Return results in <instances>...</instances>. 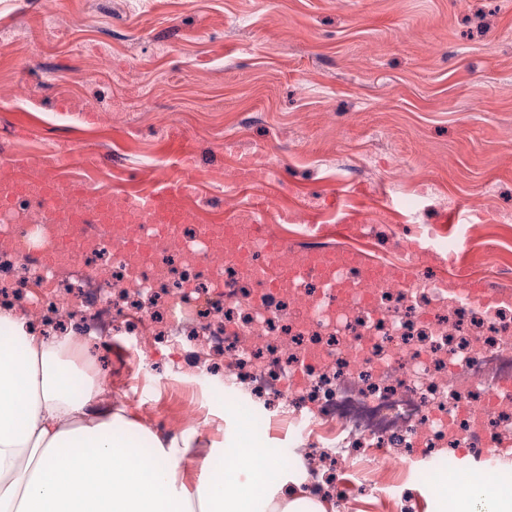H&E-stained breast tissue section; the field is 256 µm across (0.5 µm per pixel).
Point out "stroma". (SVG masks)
<instances>
[{
	"mask_svg": "<svg viewBox=\"0 0 512 512\" xmlns=\"http://www.w3.org/2000/svg\"><path fill=\"white\" fill-rule=\"evenodd\" d=\"M198 157L203 224L268 199L299 223L367 224L376 247L443 219L473 226L487 279L512 287V0H0V143L50 145L89 192L143 190ZM249 155L261 182L235 175ZM105 403L184 427L196 458L238 430L245 392L215 405L113 347Z\"/></svg>",
	"mask_w": 512,
	"mask_h": 512,
	"instance_id": "35a3bbf8",
	"label": "stroma"
}]
</instances>
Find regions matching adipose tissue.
I'll return each instance as SVG.
<instances>
[{
    "label": "adipose tissue",
    "mask_w": 512,
    "mask_h": 512,
    "mask_svg": "<svg viewBox=\"0 0 512 512\" xmlns=\"http://www.w3.org/2000/svg\"><path fill=\"white\" fill-rule=\"evenodd\" d=\"M85 348L36 333L27 315L0 310V512H327L306 476L272 465L248 425L214 458L195 459L191 436L170 437L117 406ZM199 469L187 486L186 468ZM452 512H512V490L454 483Z\"/></svg>",
    "instance_id": "obj_1"
}]
</instances>
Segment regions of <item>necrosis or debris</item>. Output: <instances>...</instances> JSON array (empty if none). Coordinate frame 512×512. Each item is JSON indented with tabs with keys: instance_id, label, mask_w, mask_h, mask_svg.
Wrapping results in <instances>:
<instances>
[{
	"instance_id": "4bbe7bcc",
	"label": "necrosis or debris",
	"mask_w": 512,
	"mask_h": 512,
	"mask_svg": "<svg viewBox=\"0 0 512 512\" xmlns=\"http://www.w3.org/2000/svg\"><path fill=\"white\" fill-rule=\"evenodd\" d=\"M176 233L147 263L106 236L32 269L26 248L40 227L5 220L0 255L25 270L0 302L18 298L104 348L124 337L149 374L158 341L222 352L226 377L265 398L272 421L289 423L310 472L362 458L361 487L393 512L403 500L396 475L414 452L431 457L425 480L436 487L457 452L481 458L512 438V307L452 304L447 289L422 278L348 288L338 304L317 278L289 282L285 266L270 297L242 256L214 272L198 225Z\"/></svg>"
}]
</instances>
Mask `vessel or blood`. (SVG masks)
I'll return each mask as SVG.
<instances>
[{"label":"vessel or blood","instance_id":"b4317fda","mask_svg":"<svg viewBox=\"0 0 512 512\" xmlns=\"http://www.w3.org/2000/svg\"><path fill=\"white\" fill-rule=\"evenodd\" d=\"M176 161L173 167L162 170L154 187L147 192H104L99 196L97 210L81 209L62 212L56 203L60 198L75 199L85 190L83 181L63 177L66 166L64 155L55 149L42 154L32 173H24V160L6 154L0 148V211L13 210L18 195L32 197L39 206L53 214L59 224L75 225L79 233H86L95 224H136L143 230L147 242H162L171 235L175 224H193L197 221L195 201L200 189L194 176L196 154L186 139H176L173 145ZM295 219L288 212L271 213L270 204L255 200L247 206L230 212L224 224V246L211 255L214 267L224 265L225 257L238 250L243 242L261 246L259 264L266 275L264 286L274 290L280 285L276 273L282 258L292 261L296 280L318 277L328 295H336L345 280L378 282L408 286L415 279L414 262H390L378 251L354 246L301 247L287 242L276 227ZM438 229H431L415 241L417 254L435 267L443 269L440 287L464 300L497 303L512 299L511 288L496 289L483 276L470 270L472 256L465 243L457 241L446 246Z\"/></svg>","mask_w":512,"mask_h":512}]
</instances>
